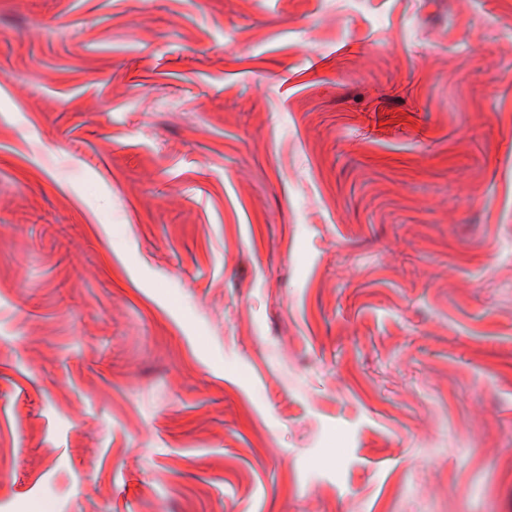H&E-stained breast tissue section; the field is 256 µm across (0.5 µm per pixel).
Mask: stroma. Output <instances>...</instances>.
Here are the masks:
<instances>
[{
  "label": "stroma",
  "instance_id": "obj_1",
  "mask_svg": "<svg viewBox=\"0 0 512 512\" xmlns=\"http://www.w3.org/2000/svg\"><path fill=\"white\" fill-rule=\"evenodd\" d=\"M512 0H0V512H512Z\"/></svg>",
  "mask_w": 512,
  "mask_h": 512
}]
</instances>
